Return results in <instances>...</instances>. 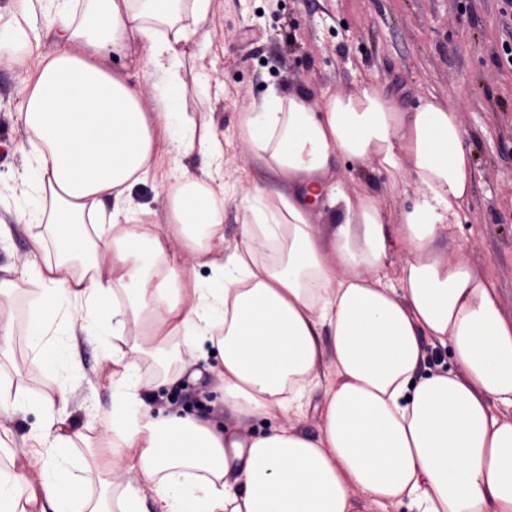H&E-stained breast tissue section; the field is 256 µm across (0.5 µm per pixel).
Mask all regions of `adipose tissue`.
I'll return each mask as SVG.
<instances>
[{
	"mask_svg": "<svg viewBox=\"0 0 512 512\" xmlns=\"http://www.w3.org/2000/svg\"><path fill=\"white\" fill-rule=\"evenodd\" d=\"M36 2L51 53L0 24V58L32 67L20 111L31 148L12 189L32 231L19 278L0 277V356L13 345L4 311L23 304L31 362L54 388L43 398L0 383V433L30 422L0 463V512H99L62 429L88 340L112 386L98 420L118 512H141L144 486L158 512H512V315L491 276L436 247L475 180L458 110L431 97L405 111L372 88L321 102L270 90L243 107L239 137L278 187L255 180L235 196L230 245L224 142L183 103L186 48L211 0ZM134 42L152 69L148 107L111 65ZM341 160L407 170L412 204L395 217L329 180ZM162 169L169 207L151 230L133 189ZM320 205L328 223L313 221ZM145 319L143 344L122 349ZM176 342L187 358L171 372ZM428 342L453 369L423 372ZM206 371L236 427L154 406L160 388ZM311 408L314 436L299 426ZM270 418L264 434L237 431Z\"/></svg>",
	"mask_w": 512,
	"mask_h": 512,
	"instance_id": "1",
	"label": "adipose tissue"
}]
</instances>
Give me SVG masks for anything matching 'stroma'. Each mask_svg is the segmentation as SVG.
<instances>
[{
  "instance_id": "1",
  "label": "stroma",
  "mask_w": 512,
  "mask_h": 512,
  "mask_svg": "<svg viewBox=\"0 0 512 512\" xmlns=\"http://www.w3.org/2000/svg\"><path fill=\"white\" fill-rule=\"evenodd\" d=\"M206 38L186 48V109L194 122L224 134V180L232 190L266 176L265 164L238 137L244 104L269 88L305 89L314 100L360 92L374 85L402 108L432 94L460 109L465 144L476 177L465 220L438 243L494 278L512 313V15L500 0H212ZM206 74L212 90L199 98ZM27 78L24 64L0 61V219L11 237L0 245V267H21L28 257V224L9 212L16 174L25 164L28 135L19 118ZM335 176L351 192L379 195L392 213L413 198L403 177L359 174L338 162ZM13 355L0 362V381L48 395L49 379L31 365L22 329ZM83 378L66 426L81 431L75 453L87 470L88 492H100L98 465L109 460L96 407L109 406L112 388L98 374L95 345L80 346Z\"/></svg>"
}]
</instances>
